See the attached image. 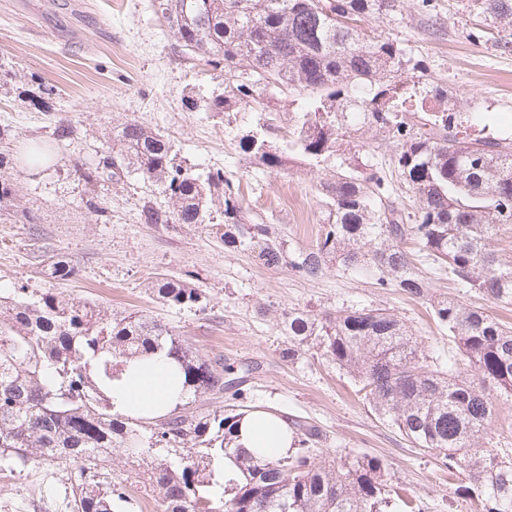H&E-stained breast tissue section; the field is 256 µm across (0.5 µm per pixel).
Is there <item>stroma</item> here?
I'll return each instance as SVG.
<instances>
[{
    "label": "stroma",
    "mask_w": 512,
    "mask_h": 512,
    "mask_svg": "<svg viewBox=\"0 0 512 512\" xmlns=\"http://www.w3.org/2000/svg\"><path fill=\"white\" fill-rule=\"evenodd\" d=\"M149 0H0V152L11 159L0 177L16 195L0 210V296L25 289L27 297L53 291L101 310L140 311L167 324L207 358L251 368V404L316 425L322 448L349 457L375 456L383 479L421 512H475L459 495L463 475L448 476L435 455L413 448L380 419L345 371L305 346L294 359L285 316L348 308H387L402 317L426 350H453L447 332L430 319L421 301L376 288L368 275L333 265L319 279L298 276L288 259L312 248L324 226L321 182L335 162L317 167L289 163L268 172L246 160L238 139L258 123L286 141L296 107L285 94L256 112H192V97L224 93L223 72L175 55L163 22ZM404 0L399 20L372 19V35L407 44L452 91L455 109L476 112L487 134L512 138V48L502 49L498 31L461 0ZM147 121L170 139L184 166L224 170L244 207L270 224L286 261L265 267L248 244H225L210 224H144V201L166 206L150 183L131 176L88 186L73 171L94 161L108 145L113 126ZM73 134L56 140L58 121ZM53 148L40 166L27 163L34 144ZM95 198L100 212L86 206ZM52 257L74 266L73 276L49 278ZM158 278L198 289L204 308L162 304L148 285ZM130 467L114 452L109 471L126 501L116 512H155L150 494L126 479ZM67 464L31 465L0 471V512H75Z\"/></svg>",
    "instance_id": "35a3bbf8"
}]
</instances>
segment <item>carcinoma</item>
<instances>
[{
  "mask_svg": "<svg viewBox=\"0 0 512 512\" xmlns=\"http://www.w3.org/2000/svg\"><path fill=\"white\" fill-rule=\"evenodd\" d=\"M512 46V0H467ZM174 51L232 78L233 90L203 100V109L232 112L283 89L298 97L287 149L268 141L270 126L243 135L239 149L269 171L292 152L312 166L336 157L320 184L325 232L289 262L307 280L331 263L372 271L376 285L429 305L458 356L421 350L401 317L386 308H338L322 316L288 312L292 359L313 344L346 371L376 414L404 438L433 453L450 473L466 475L461 492L478 512H512V453L493 447L495 404L488 389L512 398V326L482 305L441 297L446 278L466 297L512 304V266L499 264L489 240L512 224V139L460 137L461 115L407 46L371 36L361 23L398 18L402 0H152ZM422 84L407 92L409 79ZM371 132L395 148L397 179L367 161ZM92 164L74 163L93 186L134 173L168 199L143 204L144 224H212L222 218L224 242L248 241L266 266L283 247L258 214L245 208L222 170L194 173L147 122L130 119L109 133ZM414 193L416 207L398 202ZM48 274L65 279L63 259ZM165 304L192 308L201 293L179 280L151 282ZM160 350L188 393L227 392L223 412L185 401L149 421L113 411L112 381L133 358ZM234 368L193 351L165 324L138 311L115 316L47 291L0 299V461L74 466L77 512H114L122 493L109 481L114 451L146 462L127 478L156 494L159 512H386L390 490L377 457L323 456L318 429L301 432L291 453L273 460L235 444L246 413L243 381H224ZM166 448L177 460L155 455Z\"/></svg>",
  "mask_w": 512,
  "mask_h": 512,
  "instance_id": "cac0c4a2",
  "label": "carcinoma"
}]
</instances>
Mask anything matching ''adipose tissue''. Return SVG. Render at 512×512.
<instances>
[{
  "label": "adipose tissue",
  "mask_w": 512,
  "mask_h": 512,
  "mask_svg": "<svg viewBox=\"0 0 512 512\" xmlns=\"http://www.w3.org/2000/svg\"><path fill=\"white\" fill-rule=\"evenodd\" d=\"M183 400V392L174 385L170 363L159 352L134 363L112 384L115 411L135 418L164 415ZM236 442L243 448L260 450L264 456L281 457L291 448L293 435L285 418L254 410L241 418Z\"/></svg>",
  "instance_id": "1"
}]
</instances>
